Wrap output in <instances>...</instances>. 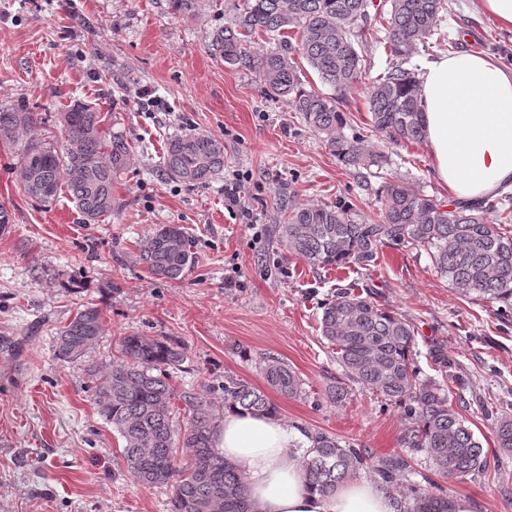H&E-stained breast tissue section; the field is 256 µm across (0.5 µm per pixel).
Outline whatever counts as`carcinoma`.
<instances>
[{"mask_svg":"<svg viewBox=\"0 0 512 512\" xmlns=\"http://www.w3.org/2000/svg\"><path fill=\"white\" fill-rule=\"evenodd\" d=\"M447 9V0H391L382 23L392 59H407L430 39L453 46L448 33L438 28L439 15ZM360 21H367L366 0H243L234 23L213 34L212 47L225 63L258 72L268 88L324 135L343 163L377 166L382 156L364 150L345 134L347 121L337 98L305 89L292 62L294 55L304 58L322 83L345 92L362 69L355 47V25ZM260 32L278 40L277 48L255 56L250 43ZM420 96L414 73L398 64L390 67L370 90L371 127L394 142L424 141ZM35 122L37 115L29 110H0V143H11L19 129ZM62 122V150L32 142L20 156L18 164L26 165L32 175V184L23 191L49 203L65 187L84 223L95 224L112 214V181L129 166L131 149L122 134L106 135L99 113L87 105L62 113ZM222 169L224 142L215 137L175 136L165 147L164 174L188 187L206 185ZM490 209L499 211V223L487 222ZM511 223V194L493 202L456 201L444 206L413 181L391 180L376 218H357L339 204L294 207L285 211L279 241L314 268H367L386 244L423 247L459 296L512 309V234L506 228ZM193 248L183 226L157 224L142 240L139 258L150 274L176 279L192 267ZM319 330L345 373L398 406L408 425L401 450L377 457L333 434L307 432L312 449L305 472L314 489L330 495L364 472L391 492L398 477L415 473L414 452L424 453L445 477L462 479L488 467V452L450 400L452 395L462 396L466 382L448 372L444 348H435L432 358L440 372L448 374V384H457L455 392L420 378L411 325L350 287L324 303ZM102 333V312L89 303L60 329L55 357L67 362L81 358ZM118 352L119 360L109 367L91 369L92 397L124 441L123 461L133 482L171 487L173 512H251L243 477L214 444V415L207 394L178 392L170 382L171 370L184 359L181 347L131 332L119 338ZM261 369L267 383L281 394L302 393L303 382L279 358L265 357ZM177 400L187 413L181 426L176 420ZM224 403L275 412L264 392L231 377L224 379ZM492 436L494 447L511 453L512 418L494 417ZM397 512H448V497L431 480L425 485L415 482L397 500Z\"/></svg>","mask_w":512,"mask_h":512,"instance_id":"obj_1","label":"carcinoma"}]
</instances>
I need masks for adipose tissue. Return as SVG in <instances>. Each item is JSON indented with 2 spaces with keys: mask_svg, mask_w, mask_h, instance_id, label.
<instances>
[{
  "mask_svg": "<svg viewBox=\"0 0 512 512\" xmlns=\"http://www.w3.org/2000/svg\"><path fill=\"white\" fill-rule=\"evenodd\" d=\"M420 82L425 144L449 194L477 201L512 189V68L459 52L430 61ZM214 439L243 476L252 512H395L374 480L348 481L329 496L311 490L303 461L312 444L287 421L228 406Z\"/></svg>",
  "mask_w": 512,
  "mask_h": 512,
  "instance_id": "1",
  "label": "adipose tissue"
}]
</instances>
